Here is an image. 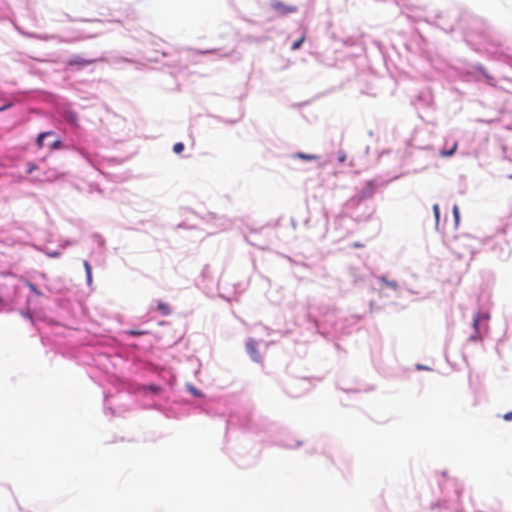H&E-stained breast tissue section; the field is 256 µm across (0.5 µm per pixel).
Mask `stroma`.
<instances>
[{
	"instance_id": "1",
	"label": "stroma",
	"mask_w": 512,
	"mask_h": 512,
	"mask_svg": "<svg viewBox=\"0 0 512 512\" xmlns=\"http://www.w3.org/2000/svg\"><path fill=\"white\" fill-rule=\"evenodd\" d=\"M1 321L113 448L203 423L237 471L352 484L263 382L361 414L456 380L512 429V0H224L188 27L164 0H0ZM369 512L512 503L416 463Z\"/></svg>"
}]
</instances>
